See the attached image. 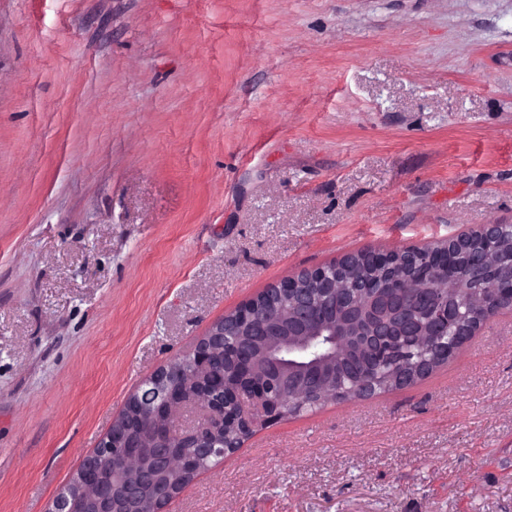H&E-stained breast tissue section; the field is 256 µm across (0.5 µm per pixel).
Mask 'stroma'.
Here are the masks:
<instances>
[{
	"label": "stroma",
	"instance_id": "obj_1",
	"mask_svg": "<svg viewBox=\"0 0 512 512\" xmlns=\"http://www.w3.org/2000/svg\"><path fill=\"white\" fill-rule=\"evenodd\" d=\"M512 224V0H0V512L348 252ZM167 512H512V309L416 384L264 423Z\"/></svg>",
	"mask_w": 512,
	"mask_h": 512
}]
</instances>
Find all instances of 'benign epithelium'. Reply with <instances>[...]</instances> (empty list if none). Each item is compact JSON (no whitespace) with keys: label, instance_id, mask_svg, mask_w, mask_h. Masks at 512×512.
<instances>
[{"label":"benign epithelium","instance_id":"obj_1","mask_svg":"<svg viewBox=\"0 0 512 512\" xmlns=\"http://www.w3.org/2000/svg\"><path fill=\"white\" fill-rule=\"evenodd\" d=\"M470 238L461 236L439 247L406 249L394 252H372L368 260L385 272L399 267H412V276L425 283L437 275L454 278L451 270L455 254ZM395 285L382 286L370 281L362 291L365 301L351 303L338 292L336 279L323 267L302 270L266 289L269 294L285 296L290 303L283 319L268 313L253 314L246 304L213 324L191 351L197 367L205 370L215 383H203L197 396L185 400L165 386L175 372V364L161 367L136 395L151 416L146 430L125 416L112 422V433L100 447L113 453L112 473L106 472L102 455L94 454L85 461L79 475L80 483L95 498V512H163L164 506L177 492L169 475L180 465L182 476L196 473L193 461L182 453L194 448L207 457H222L240 446L252 427L253 417L245 413L243 402L260 408L268 420L280 418L288 401L303 387L322 389L336 379L337 337L350 334L357 327L355 345L370 354L375 365L394 360L389 348L392 336L434 337L448 335V327L458 323V308L448 303L437 288L427 287L413 306L400 303L393 292ZM512 298V276L495 285V292L486 296L481 317L488 318L500 310L498 301ZM238 336L233 354L224 352V329ZM260 365L264 379L224 387V381L243 369ZM202 414L201 422L179 435L171 432V422L186 407ZM233 426L237 442L228 445L220 437L227 426ZM138 460V472L129 476L125 454Z\"/></svg>","mask_w":512,"mask_h":512}]
</instances>
